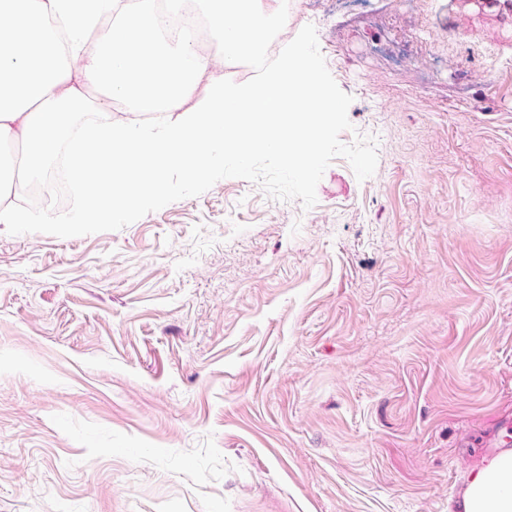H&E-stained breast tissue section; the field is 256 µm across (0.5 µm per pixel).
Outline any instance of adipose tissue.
Returning a JSON list of instances; mask_svg holds the SVG:
<instances>
[{"instance_id": "1", "label": "adipose tissue", "mask_w": 512, "mask_h": 512, "mask_svg": "<svg viewBox=\"0 0 512 512\" xmlns=\"http://www.w3.org/2000/svg\"><path fill=\"white\" fill-rule=\"evenodd\" d=\"M215 53L187 37L162 38L181 0H0V224H54L48 211L15 206L20 191L58 155L71 160L81 203L71 226L100 224L144 199L161 201L166 173L199 179L225 159L248 164L257 152L306 163L319 148L336 97L319 78L306 39L248 84L218 75L216 62H260L288 15L279 0H201ZM109 32L88 33L103 17ZM100 93V112L82 130L65 104ZM121 99L131 117L114 125ZM448 512H512V448L470 471Z\"/></svg>"}]
</instances>
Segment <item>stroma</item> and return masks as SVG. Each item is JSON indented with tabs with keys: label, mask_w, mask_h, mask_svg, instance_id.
<instances>
[{
	"label": "stroma",
	"mask_w": 512,
	"mask_h": 512,
	"mask_svg": "<svg viewBox=\"0 0 512 512\" xmlns=\"http://www.w3.org/2000/svg\"><path fill=\"white\" fill-rule=\"evenodd\" d=\"M373 176L0 224V512H448L512 420V12L283 0Z\"/></svg>",
	"instance_id": "stroma-1"
}]
</instances>
